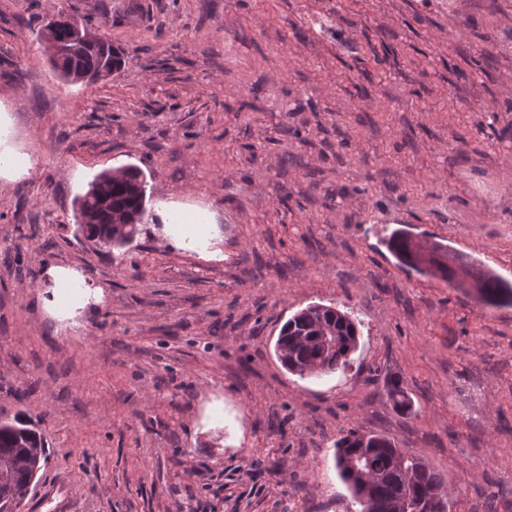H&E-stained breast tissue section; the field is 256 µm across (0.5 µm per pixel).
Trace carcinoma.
Instances as JSON below:
<instances>
[{
	"instance_id": "cac0c4a2",
	"label": "carcinoma",
	"mask_w": 512,
	"mask_h": 512,
	"mask_svg": "<svg viewBox=\"0 0 512 512\" xmlns=\"http://www.w3.org/2000/svg\"><path fill=\"white\" fill-rule=\"evenodd\" d=\"M42 25L34 33L52 68L67 83L86 78L95 83L104 74L121 68L123 58L114 51H103L106 43L88 46L70 42L62 30L54 33L59 43L48 53L50 41ZM146 184L136 167L118 172L103 171L89 189L75 200V233L96 239L105 249H120L130 244L146 214ZM388 249L397 261L418 273H430L460 288H474L489 307L512 306V283L474 264L456 266L449 252L437 246L427 255L415 248L412 235L402 229L393 231ZM359 329L356 319L336 307L317 304L290 317L282 326L275 343V354L288 372L300 378L328 375L349 366L357 350ZM386 394L403 414L413 412V403L402 381L391 378ZM335 465L339 476L361 506L360 512H424L421 504L438 495V512H448L444 477L423 459L397 448L390 438L376 433L350 430L334 444ZM47 460L45 443L36 431L8 421H0V512H19L28 485L34 481Z\"/></svg>"
}]
</instances>
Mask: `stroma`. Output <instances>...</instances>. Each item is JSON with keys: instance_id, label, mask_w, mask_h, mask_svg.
<instances>
[{"instance_id": "35a3bbf8", "label": "stroma", "mask_w": 512, "mask_h": 512, "mask_svg": "<svg viewBox=\"0 0 512 512\" xmlns=\"http://www.w3.org/2000/svg\"><path fill=\"white\" fill-rule=\"evenodd\" d=\"M81 19L126 54L70 84L34 41ZM0 421L49 453L20 512H359L334 461L375 432L446 479L451 512H512V306L399 267L394 229L512 281V0H0ZM128 165L207 208L219 257L152 225L111 253L74 200ZM103 292L49 310L51 268ZM313 303L351 365L288 373ZM399 376L415 414L385 385ZM312 306L290 317L275 343V354L284 368L303 379L349 366L359 344L358 323L348 312L327 305ZM325 336L335 342L334 349L325 347Z\"/></svg>"}]
</instances>
